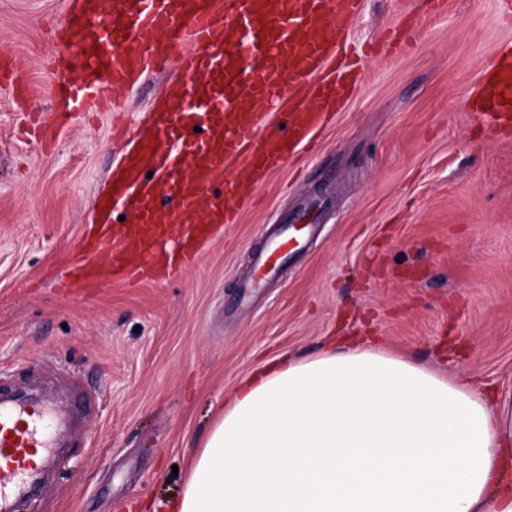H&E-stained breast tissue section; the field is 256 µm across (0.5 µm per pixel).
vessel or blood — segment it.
Masks as SVG:
<instances>
[{
    "mask_svg": "<svg viewBox=\"0 0 512 512\" xmlns=\"http://www.w3.org/2000/svg\"><path fill=\"white\" fill-rule=\"evenodd\" d=\"M361 0H68V36L81 42L80 59L52 62L56 111L83 112L115 103L117 92L155 64L176 60L180 76L149 125L129 139L111 177V202L102 210L89 255L77 276L96 285L105 258L113 280H147L153 265L175 259L194 267L219 227L235 223L236 203L249 178L277 170L325 126L356 81L340 59L341 37L353 26ZM191 52L173 57L175 46ZM246 105L243 113L230 111ZM473 111L488 123L512 120V56L486 73ZM121 230H114L117 214ZM180 241L165 253L167 227ZM284 223L258 257L259 276L240 285L247 303L274 277L279 254L298 244ZM48 401L0 398V512H15L40 474L54 439L44 425Z\"/></svg>",
    "mask_w": 512,
    "mask_h": 512,
    "instance_id": "vessel-or-blood-1",
    "label": "vessel or blood"
}]
</instances>
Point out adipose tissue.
I'll use <instances>...</instances> for the list:
<instances>
[{
  "instance_id": "adipose-tissue-1",
  "label": "adipose tissue",
  "mask_w": 512,
  "mask_h": 512,
  "mask_svg": "<svg viewBox=\"0 0 512 512\" xmlns=\"http://www.w3.org/2000/svg\"><path fill=\"white\" fill-rule=\"evenodd\" d=\"M165 512H512V391L367 342L238 384Z\"/></svg>"
}]
</instances>
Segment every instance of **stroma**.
<instances>
[{
  "label": "stroma",
  "mask_w": 512,
  "mask_h": 512,
  "mask_svg": "<svg viewBox=\"0 0 512 512\" xmlns=\"http://www.w3.org/2000/svg\"><path fill=\"white\" fill-rule=\"evenodd\" d=\"M67 0H0V51L51 117ZM512 44L499 0H364L347 37L362 78L315 147L164 281L60 284L84 250L121 150L173 76L151 72L119 108L71 115L51 148L18 132L0 82V387L96 393L17 512H130L177 496L238 383L282 354L371 333L450 375L512 385V129L478 123L468 95ZM320 203L305 251L250 309L239 285L269 225Z\"/></svg>",
  "instance_id": "35a3bbf8"
}]
</instances>
